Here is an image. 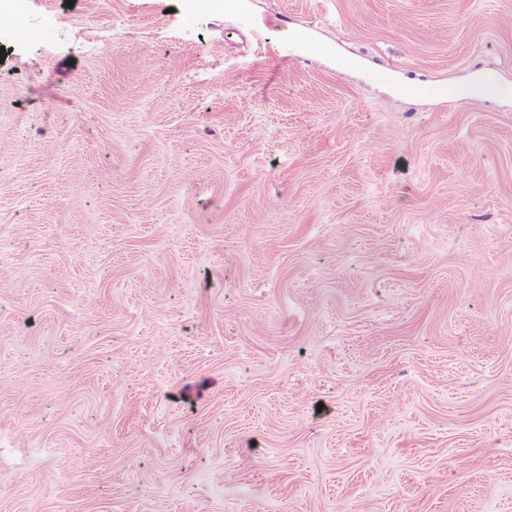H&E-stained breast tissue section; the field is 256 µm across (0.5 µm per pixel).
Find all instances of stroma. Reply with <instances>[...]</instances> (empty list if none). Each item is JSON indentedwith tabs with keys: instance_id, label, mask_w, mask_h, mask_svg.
<instances>
[{
	"instance_id": "35a3bbf8",
	"label": "stroma",
	"mask_w": 512,
	"mask_h": 512,
	"mask_svg": "<svg viewBox=\"0 0 512 512\" xmlns=\"http://www.w3.org/2000/svg\"><path fill=\"white\" fill-rule=\"evenodd\" d=\"M26 2L0 512H512V0ZM418 87L414 93L419 96L438 97H511L512 87L501 84L490 72H479L475 78L465 84L448 83V85H427Z\"/></svg>"
}]
</instances>
